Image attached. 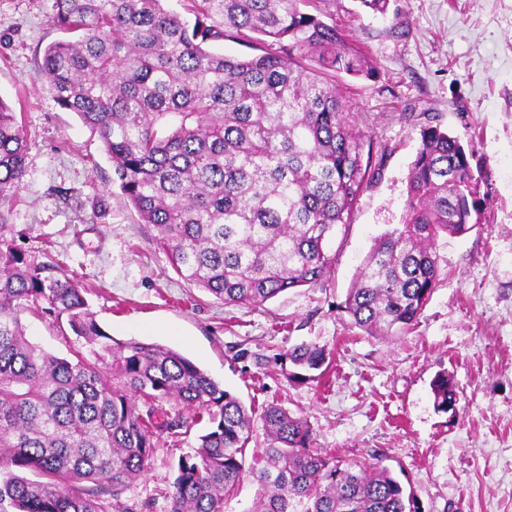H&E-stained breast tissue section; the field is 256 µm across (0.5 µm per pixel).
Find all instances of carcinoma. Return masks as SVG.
Masks as SVG:
<instances>
[{
  "label": "carcinoma",
  "instance_id": "cac0c4a2",
  "mask_svg": "<svg viewBox=\"0 0 512 512\" xmlns=\"http://www.w3.org/2000/svg\"><path fill=\"white\" fill-rule=\"evenodd\" d=\"M190 2L188 19L165 0H54L53 25L75 39L50 43L41 72L55 103L98 135L175 271L226 305L257 307L330 269L325 244L376 172L371 135L336 77L375 70L308 10L312 0ZM224 39L278 50L208 49ZM473 154L439 124L421 129L404 224L375 239L344 302L368 335L414 326L437 283L432 242L479 224ZM25 158L22 115L0 100V512H134L125 494L157 439L190 433L202 415L208 428L179 456L165 512H224L247 474L255 512H418L388 468L342 466L277 404L263 414V465L246 467L251 416L239 397L170 347L113 340L77 280L15 246L5 206ZM25 313L66 322L89 354L45 352L27 338ZM329 357L293 346L288 378H320ZM431 390L437 411L456 403L447 373ZM162 400L194 415L165 413Z\"/></svg>",
  "mask_w": 512,
  "mask_h": 512
}]
</instances>
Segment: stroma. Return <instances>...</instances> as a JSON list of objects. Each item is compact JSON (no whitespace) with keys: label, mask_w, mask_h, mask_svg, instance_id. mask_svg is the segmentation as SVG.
<instances>
[{"label":"stroma","mask_w":512,"mask_h":512,"mask_svg":"<svg viewBox=\"0 0 512 512\" xmlns=\"http://www.w3.org/2000/svg\"><path fill=\"white\" fill-rule=\"evenodd\" d=\"M316 7L376 70L337 83L383 159L332 239L319 286L239 307L174 271L114 182L97 134L60 109L43 80L46 46L66 37L50 23L53 0H0V100L22 113L27 142L15 244L76 275L115 341L173 348L252 407L248 455L262 453L261 414L274 403L307 419L323 453L388 467L421 512H512V0H389L383 15L359 0ZM431 122L473 142L488 221L437 238L439 278L415 326L370 336L342 304L375 238L405 218L408 170ZM23 322L47 352L67 356L77 345L50 318ZM303 342L330 352L320 379L282 370L283 354ZM439 372L455 386V412L434 408ZM188 448L161 438L126 494L137 512H163L172 465Z\"/></svg>","instance_id":"35a3bbf8"}]
</instances>
